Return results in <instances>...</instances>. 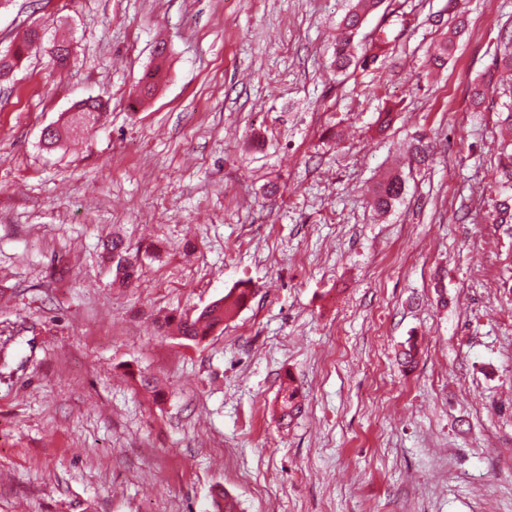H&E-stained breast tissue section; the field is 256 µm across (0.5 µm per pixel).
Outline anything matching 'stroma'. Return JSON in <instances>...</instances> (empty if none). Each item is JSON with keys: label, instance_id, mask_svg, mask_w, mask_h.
I'll return each instance as SVG.
<instances>
[{"label": "stroma", "instance_id": "1", "mask_svg": "<svg viewBox=\"0 0 512 512\" xmlns=\"http://www.w3.org/2000/svg\"><path fill=\"white\" fill-rule=\"evenodd\" d=\"M350 4L0 7V52L36 23L73 48L65 70L39 49L0 81V512H208L219 486L240 512H512V223L492 216L512 203L506 84L488 109L470 98L512 0H385L357 37L384 56L343 75ZM159 40L157 94L135 105ZM88 96L101 125L43 149ZM391 171L405 191L379 216ZM112 238L138 256L126 286ZM244 285L202 342L164 327ZM285 385L303 405L289 424Z\"/></svg>", "mask_w": 512, "mask_h": 512}]
</instances>
